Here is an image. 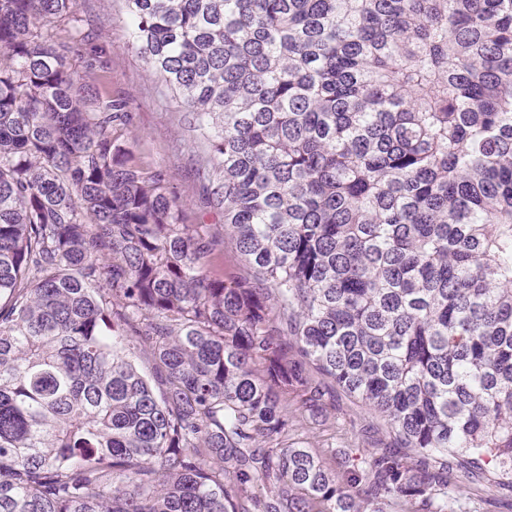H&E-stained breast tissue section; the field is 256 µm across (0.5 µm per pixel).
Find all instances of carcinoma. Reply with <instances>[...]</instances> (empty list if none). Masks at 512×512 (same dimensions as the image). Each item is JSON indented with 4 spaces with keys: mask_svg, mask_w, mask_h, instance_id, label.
Instances as JSON below:
<instances>
[{
    "mask_svg": "<svg viewBox=\"0 0 512 512\" xmlns=\"http://www.w3.org/2000/svg\"><path fill=\"white\" fill-rule=\"evenodd\" d=\"M76 2L0 0V512H458L450 457L512 491V0H126L230 284L76 85ZM290 336L420 461L291 441Z\"/></svg>",
    "mask_w": 512,
    "mask_h": 512,
    "instance_id": "1",
    "label": "carcinoma"
}]
</instances>
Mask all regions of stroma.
<instances>
[{
  "label": "stroma",
  "mask_w": 512,
  "mask_h": 512,
  "mask_svg": "<svg viewBox=\"0 0 512 512\" xmlns=\"http://www.w3.org/2000/svg\"><path fill=\"white\" fill-rule=\"evenodd\" d=\"M77 10L86 31L106 49L101 60H73L78 85L93 87L101 99L125 102L133 119L125 132L124 144L133 163L163 170L183 205L185 223L205 225L216 238L212 275L247 276L249 270L234 241L224 234L223 212L209 207L205 201L199 170L210 157L209 146L190 132L189 115L181 101L131 49L133 22L124 0H78ZM321 386L325 392L326 420L317 424L305 410H294L296 438L312 448H335L340 456L359 448L401 447L396 431L379 413L329 378H322ZM497 479L492 469L486 470L480 479L460 465L451 472L452 488L465 512H512V502L495 487Z\"/></svg>",
  "instance_id": "stroma-1"
}]
</instances>
